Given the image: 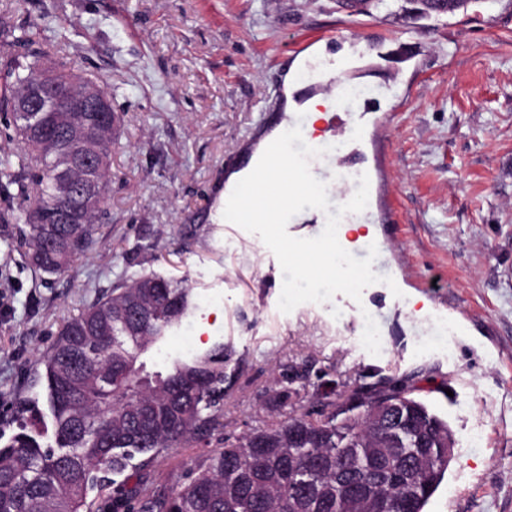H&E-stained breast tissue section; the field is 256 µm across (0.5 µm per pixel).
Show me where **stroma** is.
I'll return each mask as SVG.
<instances>
[{"mask_svg":"<svg viewBox=\"0 0 512 512\" xmlns=\"http://www.w3.org/2000/svg\"><path fill=\"white\" fill-rule=\"evenodd\" d=\"M410 0L369 12L338 0H0L43 25L52 64L100 79L123 117L89 252L62 273L26 262L20 224L0 223V436L62 324L119 279L190 288L193 316L153 350L232 353L224 430L166 449L152 485L185 482L223 436L277 427L382 379L448 421L453 460L424 512H512V0L416 17ZM349 37V94L382 98L358 133L366 209L400 295L365 288L278 308L283 272L261 238L215 214L216 193L261 109L286 104L287 59ZM380 353L361 337L366 317Z\"/></svg>","mask_w":512,"mask_h":512,"instance_id":"35a3bbf8","label":"stroma"}]
</instances>
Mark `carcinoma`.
Instances as JSON below:
<instances>
[{"label": "carcinoma", "mask_w": 512, "mask_h": 512, "mask_svg": "<svg viewBox=\"0 0 512 512\" xmlns=\"http://www.w3.org/2000/svg\"><path fill=\"white\" fill-rule=\"evenodd\" d=\"M0 38L21 48L0 62V112H7L47 55L34 48L36 23L18 30L0 23ZM73 119L43 112L23 135L22 153H0V197L31 200L5 208L0 221L27 225L25 256L46 274L61 272V263L44 248L30 211L57 206L53 154L68 149ZM99 211L94 203L78 223L54 225L70 248L67 262L90 250ZM193 308L191 289L140 274L62 325L34 371L43 399H19V432L0 446V512H84L89 492L107 487L108 512H347L357 485L380 512H424L448 470V423L394 381L380 384L401 409L389 426L371 421L372 406L356 389L315 418L292 415L224 440L176 488L145 487L141 474L166 449L221 426L231 380L223 343L164 372L143 360Z\"/></svg>", "instance_id": "cac0c4a2"}]
</instances>
